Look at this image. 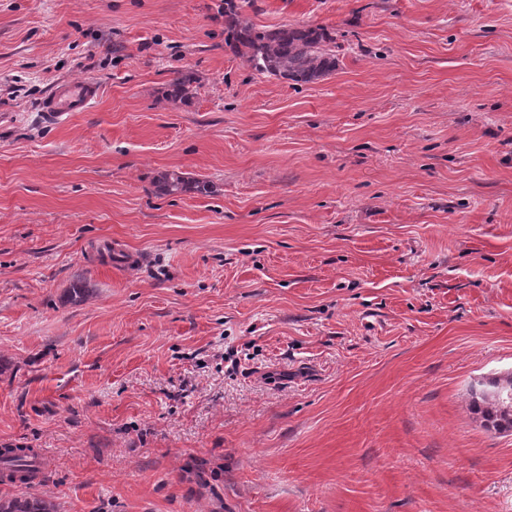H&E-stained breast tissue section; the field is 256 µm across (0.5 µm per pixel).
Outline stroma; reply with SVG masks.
<instances>
[{
	"mask_svg": "<svg viewBox=\"0 0 512 512\" xmlns=\"http://www.w3.org/2000/svg\"><path fill=\"white\" fill-rule=\"evenodd\" d=\"M223 4L0 0V447L41 470L0 497L512 512V431L469 406L512 373V0H247L335 38L302 86L225 47ZM175 74L170 83L171 89L168 93V99L172 102H185L196 93L198 87L196 84H198L199 79L189 68L178 70ZM99 84L90 79L61 82L44 99L42 112L59 118L71 112H85L100 97ZM158 188L166 195H176L187 192L207 194L210 192L211 183L207 180L185 176L182 172L167 171L159 176Z\"/></svg>",
	"mask_w": 512,
	"mask_h": 512,
	"instance_id": "obj_1",
	"label": "stroma"
}]
</instances>
